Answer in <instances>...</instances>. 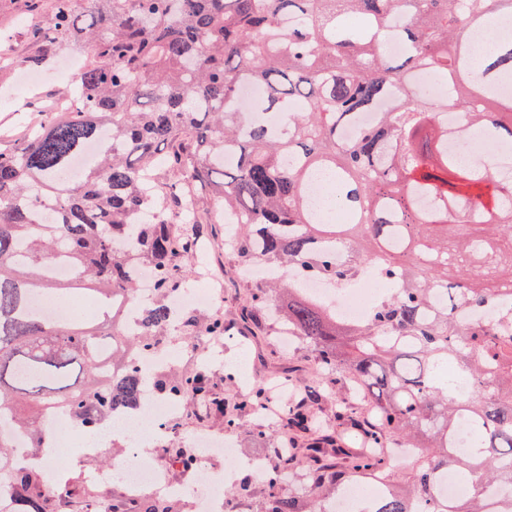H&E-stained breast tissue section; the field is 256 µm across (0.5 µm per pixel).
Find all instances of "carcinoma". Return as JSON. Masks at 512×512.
Segmentation results:
<instances>
[{
    "mask_svg": "<svg viewBox=\"0 0 512 512\" xmlns=\"http://www.w3.org/2000/svg\"><path fill=\"white\" fill-rule=\"evenodd\" d=\"M53 0L28 33L41 69L62 38L87 45L79 88L84 107L56 112L9 149L0 148V421L27 447L54 436L49 417L83 431L142 404L160 389L211 401L224 428L237 427L240 403L213 398L205 371L146 375L136 356L199 334L224 335V318L184 314L170 300L185 289L209 220L189 188L206 191L231 218V249L244 270L257 264L347 284L370 263L397 284L362 322H348L291 280L256 285L255 309L303 341L334 381L305 389L333 397L336 418L355 425L359 449L317 422L308 403L287 402L279 425L291 455L265 471L261 512H326L344 481L370 476L381 486L368 512H486L485 489L512 491V332L465 322L458 308H485L512 296V183L493 179L483 156L512 136V41H500L476 71L464 29L512 13L504 0ZM302 17L305 23H291ZM362 18L365 26L346 24ZM409 50L389 57L385 38ZM428 71L452 84L451 97L415 90ZM262 87L252 103L242 83ZM464 113L451 125L450 113ZM347 126L355 129L342 138ZM479 132L462 162L448 142ZM174 178L157 196V171ZM331 173L333 210L325 222L308 184ZM191 207L195 233L176 234L170 216ZM75 272L60 280L57 262ZM149 267L155 287L136 298L134 273ZM130 297L139 330L127 335ZM455 362L473 394L451 396L434 377ZM469 417L480 452L453 451L457 419ZM416 448L417 467L402 491L378 449ZM297 469L310 496L302 510L282 490ZM450 469L471 480L460 503L438 500ZM10 512H54L67 487H51L43 466L17 463L0 433V483ZM177 499L142 500L140 512H183Z\"/></svg>",
    "mask_w": 512,
    "mask_h": 512,
    "instance_id": "carcinoma-1",
    "label": "carcinoma"
}]
</instances>
